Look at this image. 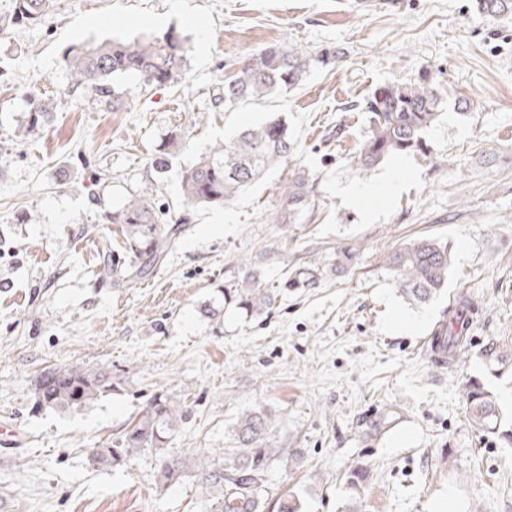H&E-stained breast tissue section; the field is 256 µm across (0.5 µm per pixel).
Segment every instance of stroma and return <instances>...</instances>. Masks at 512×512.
<instances>
[{
    "label": "stroma",
    "instance_id": "1",
    "mask_svg": "<svg viewBox=\"0 0 512 512\" xmlns=\"http://www.w3.org/2000/svg\"><path fill=\"white\" fill-rule=\"evenodd\" d=\"M170 31L190 48L175 84L116 77L117 109L72 85L71 49ZM294 43L346 55L291 92L218 102L251 54ZM425 69L444 88L430 157L360 174L364 101ZM32 95L50 119L30 133ZM273 117L295 142L286 164L196 213L145 279L98 283L99 236L125 245L106 212L138 194L181 212V172ZM174 134L180 151L157 174ZM292 167L312 177L315 206L301 223H267ZM421 238L448 244L452 271L415 307L382 260ZM358 243L344 276L285 289L265 320L199 313L243 263L276 286ZM463 290L478 307L472 342L442 366L432 333ZM492 336L512 337V19L473 0H53L43 20L19 24L14 0H0V499L13 512H203L194 469L163 487L152 451L90 460L158 393L188 409L168 445L187 458L232 447L242 412L272 414L281 454L268 488L296 493L301 512H435L448 500L456 512H512V445L474 427L463 398L466 379L484 377L512 426V378L485 376L479 357ZM53 367L106 368L119 386L75 412L33 410L34 379ZM381 418L387 428L370 435ZM360 465L371 476L354 492L347 473Z\"/></svg>",
    "mask_w": 512,
    "mask_h": 512
}]
</instances>
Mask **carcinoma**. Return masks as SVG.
Returning a JSON list of instances; mask_svg holds the SVG:
<instances>
[{
    "label": "carcinoma",
    "instance_id": "1",
    "mask_svg": "<svg viewBox=\"0 0 512 512\" xmlns=\"http://www.w3.org/2000/svg\"><path fill=\"white\" fill-rule=\"evenodd\" d=\"M14 2L16 20L27 23L43 19L52 6V0ZM475 3L478 11L487 16L512 15V0ZM188 52L186 40L170 31L143 41L112 40L91 49H74L64 62L74 84L100 94L112 93V107L117 108L121 106L120 95L110 91V79L132 73L147 85L173 84L182 75ZM344 55V49L335 46L320 50L297 45L264 48L224 80V106L291 91L312 69L334 64ZM441 100L439 84L426 72L414 82L388 83L376 88L364 103L368 130L357 150L359 173L366 175L395 155H430L426 134L441 115ZM30 106L29 133L48 120V110L41 100L31 99ZM292 147L285 121L271 119L251 126L232 142L214 144L194 165L181 172L186 213L168 216L154 206L152 198L144 195L132 196L122 206L107 212L106 221L121 225L128 255L115 254L111 239L100 236L98 280L123 285L147 277L167 257L185 224L192 220L189 211L223 207L270 168L286 162ZM277 194L281 205L267 213L266 221L270 224H296L315 205L314 181L300 169L288 171L277 187ZM361 250V245L354 244L336 251L329 272H344ZM451 266L448 245L436 239L413 241L383 259V267L395 288L413 305L425 304L442 291ZM320 278L321 269L307 267L295 271L288 284L293 288H315ZM279 294L280 289L264 282L260 270L246 263L236 287L224 290V301L245 316L260 319L276 308ZM475 311L476 304L467 291L460 292L448 306L446 320L434 332L435 344L448 355V360L471 343L469 323ZM482 359L491 375H512V342L489 341ZM115 389L112 373L105 368H53L35 380L33 409L80 410ZM464 396L477 429L492 435L500 433L498 404L483 381L468 378ZM186 414L184 404L165 393L156 394L123 435L107 448L92 449L90 458L95 464H118L125 457L152 449L161 462L160 480L175 483L192 461L168 452V435ZM272 427L267 411H247L235 423L234 447L224 449L223 458H197L195 468L204 512H266L270 506L276 512H300L299 502L290 493L269 502L266 475L280 455Z\"/></svg>",
    "mask_w": 512,
    "mask_h": 512
}]
</instances>
